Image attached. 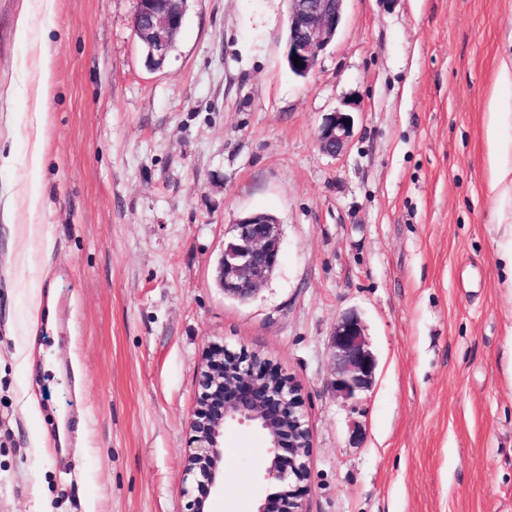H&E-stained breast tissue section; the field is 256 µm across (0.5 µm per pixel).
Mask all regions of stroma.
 I'll return each mask as SVG.
<instances>
[{"label": "stroma", "instance_id": "35a3bbf8", "mask_svg": "<svg viewBox=\"0 0 512 512\" xmlns=\"http://www.w3.org/2000/svg\"><path fill=\"white\" fill-rule=\"evenodd\" d=\"M135 10L0 0V512H186L219 346L300 382L312 448L303 485L272 483L263 433L228 426L211 512L295 489L305 512H512V203L489 190L487 138L490 97L512 100V0H346L304 79L288 0H189L155 71ZM336 111L354 130L331 157L317 134ZM252 211L278 218L281 260L242 302L215 274ZM37 293L63 308L32 334ZM348 312L377 366L345 400ZM335 364L331 388L345 399H355L373 383L376 360L366 339V328L355 313L343 315L332 333Z\"/></svg>", "mask_w": 512, "mask_h": 512}]
</instances>
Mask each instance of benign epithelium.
I'll return each instance as SVG.
<instances>
[{
  "instance_id": "benign-epithelium-1",
  "label": "benign epithelium",
  "mask_w": 512,
  "mask_h": 512,
  "mask_svg": "<svg viewBox=\"0 0 512 512\" xmlns=\"http://www.w3.org/2000/svg\"><path fill=\"white\" fill-rule=\"evenodd\" d=\"M135 34L150 41L154 51L148 66L159 69L168 56V41L182 28V0H136ZM346 0H289V71L306 78L315 69L320 53L333 41L344 16ZM354 121L346 112H333L319 130L323 153L340 155L353 134ZM279 221L252 212L231 225L224 251L216 268V282L224 294L239 300L252 298L276 271L280 261ZM335 364L331 388L336 394L355 399L373 383L376 360L366 339V328L358 315L348 313L332 333ZM201 393L190 419L193 450L186 476L198 488L223 484L220 463L224 457V430L230 422H250L263 432L269 452L265 472L268 479H293L300 483L308 475L311 443L302 413L300 384L272 367L256 352L239 353L219 349L206 358L201 373ZM298 494L267 498L257 512H303Z\"/></svg>"
}]
</instances>
